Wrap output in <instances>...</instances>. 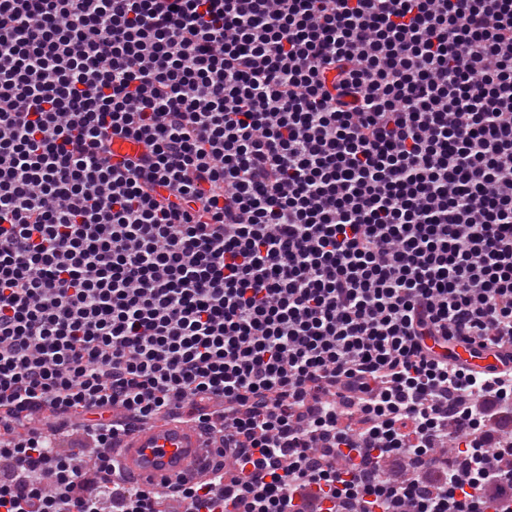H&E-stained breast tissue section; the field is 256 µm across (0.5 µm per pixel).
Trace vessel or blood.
I'll return each mask as SVG.
<instances>
[{
  "instance_id": "obj_1",
  "label": "vessel or blood",
  "mask_w": 512,
  "mask_h": 512,
  "mask_svg": "<svg viewBox=\"0 0 512 512\" xmlns=\"http://www.w3.org/2000/svg\"><path fill=\"white\" fill-rule=\"evenodd\" d=\"M449 356L476 371L497 363L493 353L462 344L451 348ZM222 445L220 438L206 437L197 423L169 418L131 430L113 448L112 455L130 479L146 488H159L198 479L207 467L208 454Z\"/></svg>"
}]
</instances>
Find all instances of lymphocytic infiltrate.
<instances>
[{
	"instance_id": "lymphocytic-infiltrate-1",
	"label": "lymphocytic infiltrate",
	"mask_w": 512,
	"mask_h": 512,
	"mask_svg": "<svg viewBox=\"0 0 512 512\" xmlns=\"http://www.w3.org/2000/svg\"><path fill=\"white\" fill-rule=\"evenodd\" d=\"M183 408L187 512H512V0H0V512ZM448 356L475 371H485L498 363L492 352L476 351L462 344L451 348Z\"/></svg>"
}]
</instances>
